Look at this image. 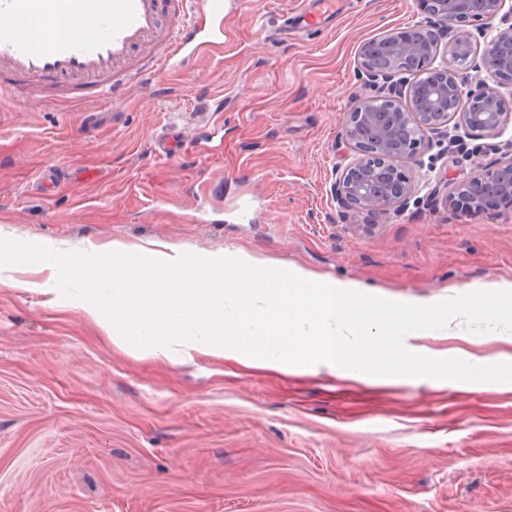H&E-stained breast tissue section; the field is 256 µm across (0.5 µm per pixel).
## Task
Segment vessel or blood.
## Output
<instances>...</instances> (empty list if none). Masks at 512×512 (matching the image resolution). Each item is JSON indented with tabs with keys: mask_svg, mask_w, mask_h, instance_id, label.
Returning <instances> with one entry per match:
<instances>
[{
	"mask_svg": "<svg viewBox=\"0 0 512 512\" xmlns=\"http://www.w3.org/2000/svg\"><path fill=\"white\" fill-rule=\"evenodd\" d=\"M234 10L230 0H0V97H120L147 73L223 52Z\"/></svg>",
	"mask_w": 512,
	"mask_h": 512,
	"instance_id": "vessel-or-blood-1",
	"label": "vessel or blood"
}]
</instances>
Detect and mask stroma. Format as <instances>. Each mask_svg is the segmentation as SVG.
<instances>
[{
    "label": "stroma",
    "instance_id": "1",
    "mask_svg": "<svg viewBox=\"0 0 512 512\" xmlns=\"http://www.w3.org/2000/svg\"><path fill=\"white\" fill-rule=\"evenodd\" d=\"M246 0L220 58L114 102L0 99V238L78 251L241 249L394 295L512 281V208L467 215L429 184L491 171L512 141L459 130L399 167L419 189L381 217L340 212L361 45L425 23L418 0ZM175 128L198 152L157 157ZM422 345L512 354L462 328ZM0 512H512V388L369 382L233 359L176 365L112 345L75 311L0 284Z\"/></svg>",
    "mask_w": 512,
    "mask_h": 512
}]
</instances>
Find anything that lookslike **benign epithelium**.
I'll list each match as a JSON object with an SVG mask.
<instances>
[{"mask_svg": "<svg viewBox=\"0 0 512 512\" xmlns=\"http://www.w3.org/2000/svg\"><path fill=\"white\" fill-rule=\"evenodd\" d=\"M473 13L472 0H425L431 24L417 30L424 38L384 33L360 49L363 92L349 107L344 135L357 156L334 186L341 210L357 209L388 217L402 211L416 191V184L396 162L413 158L430 138L448 134V125L483 136L496 137L512 118L501 111L503 96L490 79L512 74V0H481ZM480 23L476 32L466 29ZM457 36L448 43L442 64L429 68L436 79L422 87L408 80L419 62L434 61L450 29ZM483 40L484 51L474 64L476 75L465 80L453 65L469 53L472 41ZM478 102L473 112H439L452 100ZM446 199L467 213L480 212L499 200L512 203V153L493 170L479 173L452 186Z\"/></svg>", "mask_w": 512, "mask_h": 512, "instance_id": "benign-epithelium-1", "label": "benign epithelium"}]
</instances>
